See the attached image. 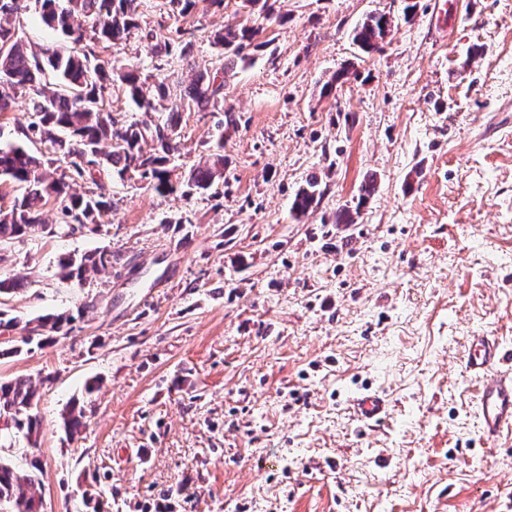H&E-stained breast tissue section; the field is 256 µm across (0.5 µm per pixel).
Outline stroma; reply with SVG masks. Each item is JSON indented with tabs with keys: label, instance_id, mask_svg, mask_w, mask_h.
Instances as JSON below:
<instances>
[{
	"label": "stroma",
	"instance_id": "1",
	"mask_svg": "<svg viewBox=\"0 0 512 512\" xmlns=\"http://www.w3.org/2000/svg\"><path fill=\"white\" fill-rule=\"evenodd\" d=\"M140 0L139 27L105 62L147 86L190 84L223 61L212 31L252 24L236 0L180 21L189 61L158 65L148 32L171 21ZM278 0L266 49L224 78V176L213 192L156 193L99 181L115 206L102 233L37 232L0 243V378H31L41 512H512V433L486 445L471 336L512 348V0ZM393 17L381 52L351 39L370 14ZM480 53L468 57L472 47ZM350 79L323 83L344 64ZM28 96L0 115V146L23 144ZM218 115L185 112L175 158L187 171L215 144ZM378 191L336 224L368 175ZM317 177L323 196L290 212ZM107 248L110 276L60 279V256ZM71 323L21 346L46 314ZM20 354H12V347ZM99 381L93 394L87 382ZM370 389L394 403L365 428L346 401ZM83 401L66 438L61 415Z\"/></svg>",
	"mask_w": 512,
	"mask_h": 512
}]
</instances>
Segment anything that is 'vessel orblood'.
<instances>
[{"label": "vessel or blood", "instance_id": "vessel-or-blood-1", "mask_svg": "<svg viewBox=\"0 0 512 512\" xmlns=\"http://www.w3.org/2000/svg\"><path fill=\"white\" fill-rule=\"evenodd\" d=\"M464 373L480 383L477 416L483 438L495 442L512 430V352L492 336H472L462 359ZM351 415L363 426L373 427L389 418L392 404L385 396L371 391L355 394L347 401Z\"/></svg>", "mask_w": 512, "mask_h": 512}]
</instances>
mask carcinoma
Here are the masks:
<instances>
[{
    "label": "carcinoma",
    "mask_w": 512,
    "mask_h": 512,
    "mask_svg": "<svg viewBox=\"0 0 512 512\" xmlns=\"http://www.w3.org/2000/svg\"><path fill=\"white\" fill-rule=\"evenodd\" d=\"M44 26L75 43L84 44L77 54H63L51 48L37 51L27 47L12 27L11 17L21 9V0H0V114L12 109L13 95L28 94L32 121L23 128L48 144L50 156L39 157L22 145L0 148V181L15 185L18 194L11 208L0 213V242L45 230L44 208L57 205L61 224L68 228L79 224L97 234L112 213L114 202L110 190L97 180L95 188L82 194L69 183L58 179L51 170L52 156L75 157L74 172L84 178L93 170L106 166L121 180L144 179L160 195L176 192L208 191L215 180L223 177L224 134H219L211 159L203 166L176 173L171 165L179 149L176 115L189 112H213L224 100V80L218 74L201 73L186 88L178 83L157 85V97L171 102L170 118L152 126H139L116 119L105 111L103 83L119 84L127 99L137 108L156 109L154 100L143 90L139 72L129 68L107 72L99 49L119 47L131 30L139 27L137 0H37ZM276 0H239V7L259 23L239 29L228 28L213 37V45L224 55V74L252 61L250 48L261 49L268 42L258 38L264 32L262 22L275 19ZM196 6V0H165L167 14L182 17ZM391 30V18L372 14L352 30L353 44L361 53L371 55L382 50ZM154 55L190 57L191 46L163 32L146 35ZM151 142V149L143 143ZM377 191V180L368 177L361 185L355 208L344 206L336 211L335 223L353 224L355 215ZM323 191L317 177L309 178L295 195L291 210L296 216L318 205ZM118 258L109 249H97L68 256L59 263L62 279L81 282L88 272L109 275ZM71 317L58 314L38 319L33 328L60 332ZM38 398L36 388L26 379L16 377L0 381V447L22 434L37 446ZM84 406L74 402L63 416V429L74 438L82 426ZM32 470L18 471L7 458L0 457V512H39L41 499L36 491L41 485Z\"/></svg>",
    "instance_id": "cac0c4a2"
}]
</instances>
